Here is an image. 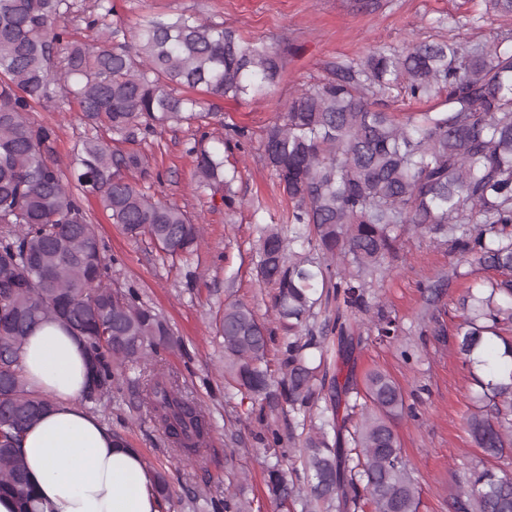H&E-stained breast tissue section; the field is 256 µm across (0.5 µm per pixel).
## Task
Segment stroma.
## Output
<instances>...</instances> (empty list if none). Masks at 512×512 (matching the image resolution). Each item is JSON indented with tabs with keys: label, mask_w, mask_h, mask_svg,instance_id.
Wrapping results in <instances>:
<instances>
[{
	"label": "stroma",
	"mask_w": 512,
	"mask_h": 512,
	"mask_svg": "<svg viewBox=\"0 0 512 512\" xmlns=\"http://www.w3.org/2000/svg\"><path fill=\"white\" fill-rule=\"evenodd\" d=\"M115 21L135 34L142 16L184 14L201 21L224 23L246 38L288 49L279 84L264 98L235 101L203 94L214 114L203 125L163 127L154 133L125 140L100 130L113 150L148 156L147 172H126L138 188L177 204L202 227L196 252L186 258L164 257L147 237H128L112 223L97 198L83 207L97 228L98 239L111 259L110 284L135 289L141 302L168 323L179 347L162 349L150 357L147 368L176 379L209 415L211 428L202 456L177 458L149 404L134 398L127 385L114 388L110 398L93 412L131 447L143 454L153 471L167 475L170 495L166 512H197L200 501L222 494L248 512H300L272 499L266 488V463L276 453L289 454L297 489L307 486L299 452L301 440L295 415L288 406L261 409L259 401L224 381V346L216 325L226 303L247 304L277 334L268 355L272 380L282 377V351L288 341L280 331L273 308L271 286L256 276L257 228L269 213L285 214L288 199L266 168L261 156L263 128L275 121L295 92L329 77L333 64L359 59L382 49H403L451 37L470 44L490 40L512 30V15L487 18L458 30L451 19L483 12L482 0H113ZM27 117L32 125L56 130L54 148L61 165L91 130L72 97L55 91L52 102L35 106ZM244 128L242 140L229 137L228 125ZM223 151L237 163L234 206H225L221 194L196 187L194 145ZM447 246L429 238L405 236L390 272L377 294L385 312L396 316L402 333L379 341L368 333L369 315L353 318V341L339 352L333 334L334 308L318 307L312 321L327 329L325 369L328 376L359 381L373 370L389 374L403 389L410 411L395 420L402 454L417 480L418 512H448L457 481L469 469L489 467L512 473V450L491 458L472 443L466 425L474 407L468 369L454 336L436 339L423 331L422 319L432 309L444 310L446 328H453L455 301L483 270L444 288L437 306L427 302L426 288L447 278L458 265ZM282 435L278 449L265 447L267 427Z\"/></svg>",
	"instance_id": "stroma-1"
}]
</instances>
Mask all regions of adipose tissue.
Here are the masks:
<instances>
[{
	"label": "adipose tissue",
	"instance_id": "1",
	"mask_svg": "<svg viewBox=\"0 0 512 512\" xmlns=\"http://www.w3.org/2000/svg\"><path fill=\"white\" fill-rule=\"evenodd\" d=\"M19 357L27 388L52 401L19 443L42 512H163L142 453L118 442L82 403L89 377L83 342L61 323L43 322Z\"/></svg>",
	"mask_w": 512,
	"mask_h": 512
}]
</instances>
